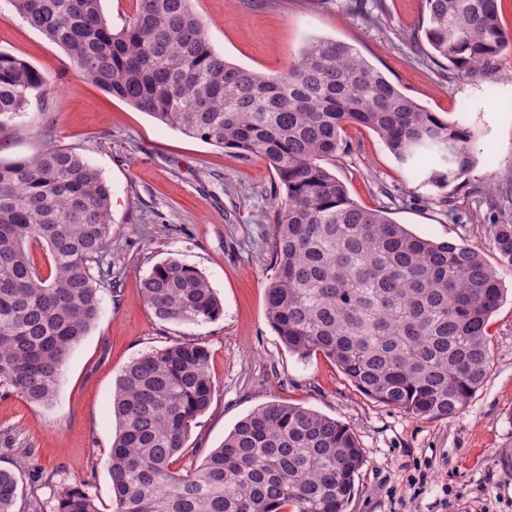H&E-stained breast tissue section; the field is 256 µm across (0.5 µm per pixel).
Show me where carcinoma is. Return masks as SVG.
<instances>
[{
  "mask_svg": "<svg viewBox=\"0 0 512 512\" xmlns=\"http://www.w3.org/2000/svg\"><path fill=\"white\" fill-rule=\"evenodd\" d=\"M62 48L90 83L204 143L265 161L277 198L267 320L288 351L320 353L364 395L419 418L452 416L489 369L488 332L503 301L501 271L477 248L411 233L383 207L354 202L326 166L347 123L385 143L411 174L444 189L477 164L476 133L399 91L354 48L317 39L270 76L227 61L208 42L191 0H136L119 28L101 0H10ZM424 35L462 72L512 45L498 0H424ZM48 85L0 51V127ZM112 191L84 156L47 141L0 161V388L49 404L71 350L101 313L103 258L112 243ZM512 266V221L490 225ZM45 248L49 269L32 247ZM154 315L206 323L223 312L205 276L176 259L141 282ZM209 354L197 340L145 354L113 394L119 431L109 476L116 512H346L365 456L353 430L312 409L268 402L182 474L171 469L210 407ZM17 480L0 470V512ZM56 512H99L74 489Z\"/></svg>",
  "mask_w": 512,
  "mask_h": 512,
  "instance_id": "carcinoma-1",
  "label": "carcinoma"
}]
</instances>
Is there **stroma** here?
<instances>
[{"instance_id": "obj_1", "label": "stroma", "mask_w": 512, "mask_h": 512, "mask_svg": "<svg viewBox=\"0 0 512 512\" xmlns=\"http://www.w3.org/2000/svg\"><path fill=\"white\" fill-rule=\"evenodd\" d=\"M380 18L350 0H191L213 48L275 74L313 39L355 48L404 94L477 134L479 163L464 185L435 191L408 176L380 137L345 126L348 146L333 172L351 199L388 207L397 223L437 241L477 247L499 267L507 295L493 315L490 368L467 406L449 418H418L359 392L323 355L288 352L265 314L273 273L277 178L267 163L189 138L87 82L65 52L0 0V50L48 79L17 122L0 128V161L39 152L46 138L76 148L112 188V282L98 322L71 352L51 404L0 393V469L18 481L15 512H54L80 488L114 512L108 461L119 426L112 395L126 366L177 341L209 350L214 384L176 471L197 466L259 406L282 401L349 425L366 463L347 512H512V266L490 223L512 217V48L469 73L434 57L423 34V0H383ZM174 257L208 279L224 312L203 324L159 320L140 285Z\"/></svg>"}]
</instances>
